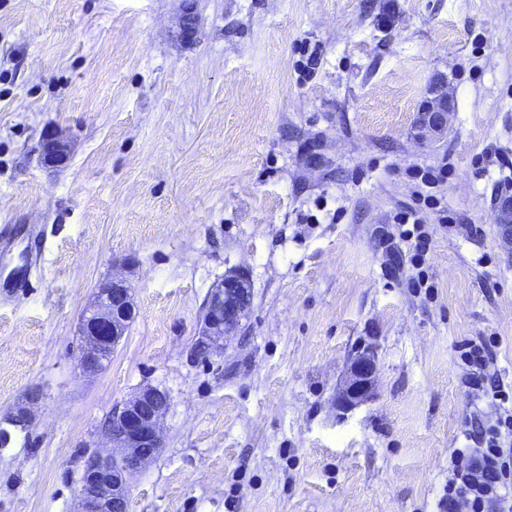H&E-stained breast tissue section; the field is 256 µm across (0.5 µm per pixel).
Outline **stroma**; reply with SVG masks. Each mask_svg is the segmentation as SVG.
<instances>
[{"label":"stroma","mask_w":512,"mask_h":512,"mask_svg":"<svg viewBox=\"0 0 512 512\" xmlns=\"http://www.w3.org/2000/svg\"><path fill=\"white\" fill-rule=\"evenodd\" d=\"M446 136H415L435 83ZM61 132L48 166L40 137ZM512 0H0V512H73L113 408L165 391V446L130 512H441L472 416L464 342L512 384ZM447 163L426 213L430 289L393 276L375 230ZM243 271L239 338L192 359L210 288ZM125 276L136 319L94 376L80 315ZM372 398L342 409L353 354ZM70 144L57 130L45 131L41 136L40 154L48 163H62L69 157ZM416 181L414 184L416 186L415 194L417 196L423 197L425 204L428 208L433 210V213L436 214L438 223L447 224L448 221V210L444 207L439 208V202L435 199H426L423 196V188L430 187L436 183H443L446 179H448V165L446 163H440L437 166H429L426 168L422 167H410L407 170ZM378 372L377 355L372 346L363 347L350 360L343 384L338 392V403L352 407L372 395ZM29 402L18 404L14 409H12L9 414L4 419L3 423L5 427H0V449L7 447L11 441V429H20L26 430L31 426L32 422V414L30 411V407L28 404H34L38 397H34L31 395L29 398Z\"/></svg>","instance_id":"obj_1"}]
</instances>
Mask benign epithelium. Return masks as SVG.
Wrapping results in <instances>:
<instances>
[{
  "instance_id": "7a95c632",
  "label": "benign epithelium",
  "mask_w": 512,
  "mask_h": 512,
  "mask_svg": "<svg viewBox=\"0 0 512 512\" xmlns=\"http://www.w3.org/2000/svg\"><path fill=\"white\" fill-rule=\"evenodd\" d=\"M453 111L448 88L440 83L420 108L416 137L424 143L440 139L448 130V116ZM70 144L57 130L42 134L40 154L48 163H61L69 157ZM248 277L230 272L210 289L199 322L194 347L203 349V356L219 354L224 342L235 336L251 307ZM136 315L133 289L124 278L114 277L98 285L83 309L78 368L84 375L102 372L112 359V352L126 335ZM378 372L377 355L368 346L350 360L338 403L352 407L372 395ZM12 409L0 427V446L11 441V430L31 426L29 403ZM169 396L156 387H146L115 406L105 425L104 436L119 449L117 453L92 452L84 457L82 478L77 490L75 512H129L130 478L163 448L160 430Z\"/></svg>"
}]
</instances>
